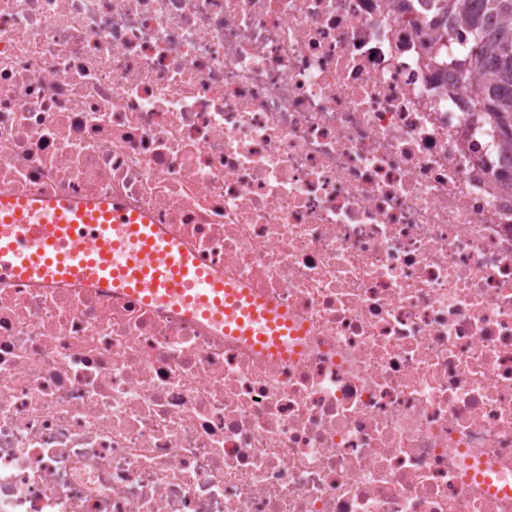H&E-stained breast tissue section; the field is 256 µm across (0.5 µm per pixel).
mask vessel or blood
I'll list each match as a JSON object with an SVG mask.
<instances>
[{
	"mask_svg": "<svg viewBox=\"0 0 512 512\" xmlns=\"http://www.w3.org/2000/svg\"><path fill=\"white\" fill-rule=\"evenodd\" d=\"M0 279L94 284L263 347L284 346L288 334L282 308L226 283L159 225L107 199L1 192Z\"/></svg>",
	"mask_w": 512,
	"mask_h": 512,
	"instance_id": "1",
	"label": "vessel or blood"
}]
</instances>
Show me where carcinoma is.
<instances>
[{
  "mask_svg": "<svg viewBox=\"0 0 512 512\" xmlns=\"http://www.w3.org/2000/svg\"><path fill=\"white\" fill-rule=\"evenodd\" d=\"M437 11L463 22L471 35L462 58L479 46L475 61L459 68L465 89L477 112L496 124L503 142L512 144V52L503 54L504 40L512 42V0H435Z\"/></svg>",
  "mask_w": 512,
  "mask_h": 512,
  "instance_id": "cac0c4a2",
  "label": "carcinoma"
}]
</instances>
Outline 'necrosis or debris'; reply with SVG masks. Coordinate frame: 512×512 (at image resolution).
<instances>
[{
  "label": "necrosis or debris",
  "instance_id": "1",
  "mask_svg": "<svg viewBox=\"0 0 512 512\" xmlns=\"http://www.w3.org/2000/svg\"><path fill=\"white\" fill-rule=\"evenodd\" d=\"M428 0H0V192L111 198L294 330L0 282V512H512V146Z\"/></svg>",
  "mask_w": 512,
  "mask_h": 512
}]
</instances>
